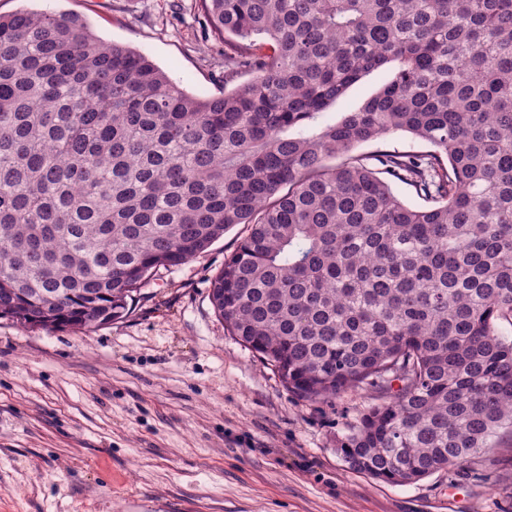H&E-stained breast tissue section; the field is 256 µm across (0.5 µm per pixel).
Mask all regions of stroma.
I'll return each instance as SVG.
<instances>
[{
	"label": "stroma",
	"instance_id": "35a3bbf8",
	"mask_svg": "<svg viewBox=\"0 0 512 512\" xmlns=\"http://www.w3.org/2000/svg\"><path fill=\"white\" fill-rule=\"evenodd\" d=\"M81 16L101 39L143 53L195 95H218L232 47L196 0H0ZM394 67L366 74L315 120L336 123ZM159 269L123 320L87 332L0 319V512H512V436L450 474L392 484L351 470L346 421L370 403L347 392L298 400L230 336L210 280L239 243Z\"/></svg>",
	"mask_w": 512,
	"mask_h": 512
}]
</instances>
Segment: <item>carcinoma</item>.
<instances>
[{
  "label": "carcinoma",
  "mask_w": 512,
  "mask_h": 512,
  "mask_svg": "<svg viewBox=\"0 0 512 512\" xmlns=\"http://www.w3.org/2000/svg\"><path fill=\"white\" fill-rule=\"evenodd\" d=\"M198 7L233 46L224 70L252 74L219 96L77 15H0V319L108 325L242 224L214 312L299 399L374 394L346 424L349 467L413 484L474 462L512 434V0ZM391 62L376 96L310 130ZM396 132L433 151L352 153Z\"/></svg>",
  "instance_id": "1"
}]
</instances>
